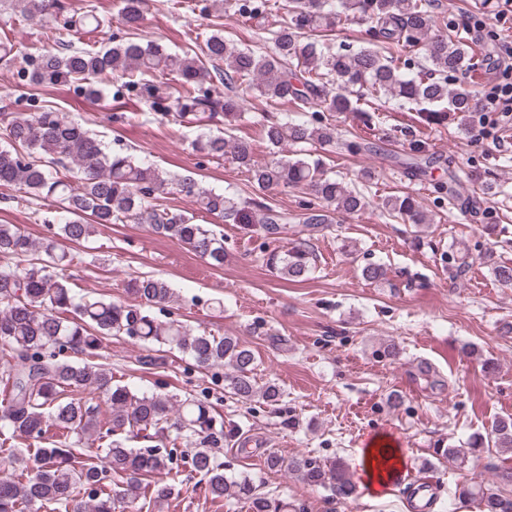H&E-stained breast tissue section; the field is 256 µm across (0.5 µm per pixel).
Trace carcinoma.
I'll use <instances>...</instances> for the list:
<instances>
[{"instance_id":"carcinoma-1","label":"carcinoma","mask_w":512,"mask_h":512,"mask_svg":"<svg viewBox=\"0 0 512 512\" xmlns=\"http://www.w3.org/2000/svg\"><path fill=\"white\" fill-rule=\"evenodd\" d=\"M8 2L23 19L46 23L47 49L28 59L21 71L31 86L71 83L94 98L100 94L99 80L120 70L128 76L124 89L149 103L160 120L193 124L221 117L230 128L242 117L235 89L252 93L265 104L256 124L274 148L270 161L255 164L248 141L232 142L221 131L199 135L192 149L214 158L231 154L261 190L283 186L310 191L320 206L308 208L302 217L309 236L331 223L327 207L355 213L369 201L363 192L329 177L320 160L301 152L290 155L286 146L317 142L351 154H368L372 146L338 139L336 127L314 124L305 118L306 109L320 105L342 114L370 103L367 122L382 125L386 116L379 114L377 104L393 100L417 113V122L426 127L476 109L473 90L465 84L450 88L442 75L476 72L478 54L461 32L437 23L430 0H288L285 16L272 31L271 52L243 48L219 30L204 40L199 55L172 54L135 36L99 50L70 41L69 51L61 52L56 46L71 33L101 26L94 9L79 15L61 0ZM278 8L273 0H264L253 8L242 4L237 12L267 18ZM119 15L128 30L139 29L140 0H121ZM342 19L369 23L363 47L337 49L322 39ZM412 51L430 68L409 76L401 70V59ZM220 62L224 67H218ZM216 80L226 94L211 89ZM282 102L293 104L298 116L283 120L272 115L271 108ZM0 126V184L19 186V203L50 200L59 210L52 219L56 231L41 241L13 224H0V458L12 464L10 476L0 480V512H36L44 505L52 512H140L139 503L161 504L172 495L173 485L154 476L168 469L176 453L190 458L191 471L206 479L212 499L233 495L245 500L250 512H285L288 505L256 493L251 479L230 482L224 476V463L207 451L224 440V420L215 417L207 402L137 392L114 379L111 369L92 362L105 338L126 336L187 353L203 370L226 368L227 387L243 402L259 397L276 403L281 389L270 382L258 384L255 353L233 336L195 334L178 320L158 322L153 309L173 302L175 293L154 275L128 281L134 303L77 295L69 279L57 273L77 256L59 249L56 240L86 241L99 225L148 224L154 233L221 266L224 236L168 207L163 196L184 195L205 214L234 224H258L267 235L277 234L286 217L261 201L207 190L189 178L168 179L151 164L108 150L80 124L46 106L29 113L1 112ZM377 207L414 224L428 221L408 195L381 198ZM266 264L298 283L316 270L312 253L302 245L268 254ZM361 275L381 282L387 269L367 263ZM18 437L36 443L32 461L15 452L12 441ZM91 437L105 453L103 466L82 460L88 452L85 440ZM153 438L169 440L171 448L162 452L127 446L134 439ZM489 442L512 448V417L494 421L487 436L475 437L471 446L444 448L442 455L463 462ZM267 466L328 488L342 500L356 491L341 461L326 465L313 457L286 460L272 454ZM109 472L122 476V484L107 483ZM507 486H512V467H501L488 482L463 480L458 497L478 501L482 512H512Z\"/></svg>"}]
</instances>
